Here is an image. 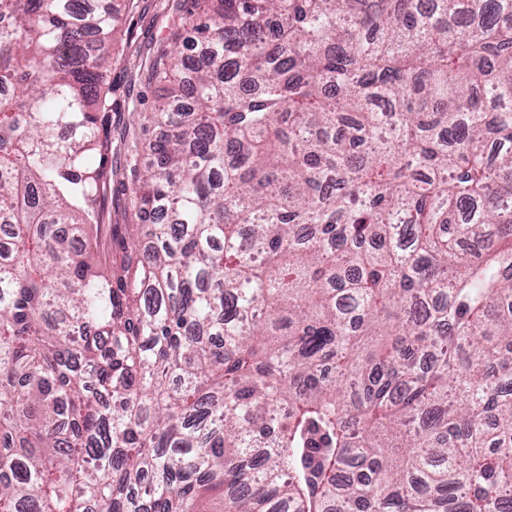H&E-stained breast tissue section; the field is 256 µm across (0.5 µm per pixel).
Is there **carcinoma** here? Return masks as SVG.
I'll return each instance as SVG.
<instances>
[{"label": "carcinoma", "mask_w": 512, "mask_h": 512, "mask_svg": "<svg viewBox=\"0 0 512 512\" xmlns=\"http://www.w3.org/2000/svg\"><path fill=\"white\" fill-rule=\"evenodd\" d=\"M112 191V0H0V512H512V0H208Z\"/></svg>", "instance_id": "carcinoma-1"}]
</instances>
